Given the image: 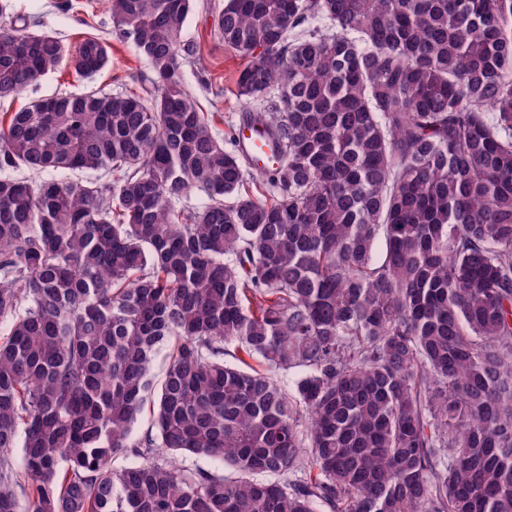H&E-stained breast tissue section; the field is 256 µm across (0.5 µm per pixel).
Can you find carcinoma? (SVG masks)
Masks as SVG:
<instances>
[{"instance_id":"1","label":"carcinoma","mask_w":512,"mask_h":512,"mask_svg":"<svg viewBox=\"0 0 512 512\" xmlns=\"http://www.w3.org/2000/svg\"><path fill=\"white\" fill-rule=\"evenodd\" d=\"M106 3L0 33V100L149 66L0 113V512H512V0H224L268 169L184 88L195 0ZM60 0H12V12L30 22L32 32L57 36L66 45H75L87 36H106L110 14L104 0H72L68 16L58 10ZM110 62L108 66L91 79L76 76L72 69L63 64L57 71L41 77L35 85L21 94L10 98L4 103V112L12 99L13 107H19L32 101L48 98L57 94H81L91 90L107 94L123 93L138 89L137 82L132 77L140 76L148 71L144 58L139 57L127 44L112 41Z\"/></svg>"}]
</instances>
